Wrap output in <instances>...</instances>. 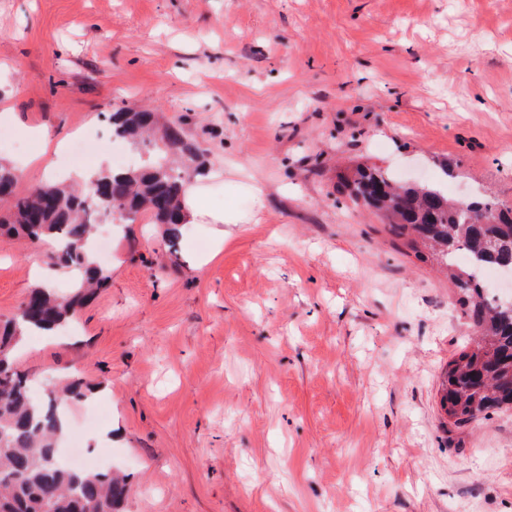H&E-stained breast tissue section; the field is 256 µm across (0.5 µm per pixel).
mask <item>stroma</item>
Returning a JSON list of instances; mask_svg holds the SVG:
<instances>
[{
  "mask_svg": "<svg viewBox=\"0 0 512 512\" xmlns=\"http://www.w3.org/2000/svg\"><path fill=\"white\" fill-rule=\"evenodd\" d=\"M143 106L239 223L99 225L108 286L13 355L35 393L97 389L67 436L113 449L126 512H512V411L441 409L452 284L336 192L364 163L512 207V0H0V160L47 161L18 191L57 177L29 128L92 170L136 155L108 116ZM53 247L0 241V324ZM164 145L171 151H178L193 161L197 157L199 148L188 141L181 127L178 125L169 126L162 136Z\"/></svg>",
  "mask_w": 512,
  "mask_h": 512,
  "instance_id": "1",
  "label": "stroma"
}]
</instances>
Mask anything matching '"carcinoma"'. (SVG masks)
Segmentation results:
<instances>
[{"label": "carcinoma", "instance_id": "1", "mask_svg": "<svg viewBox=\"0 0 512 512\" xmlns=\"http://www.w3.org/2000/svg\"><path fill=\"white\" fill-rule=\"evenodd\" d=\"M109 121L115 137L137 143L147 139L156 117L119 110ZM162 141L191 160L198 155L177 125L165 130ZM17 183L13 168L0 162V194L10 198L9 211L0 216V235H22L33 244L55 240L52 263L79 271L83 288L68 298L35 288L0 328V512H121L129 495L125 478L48 462L57 451L63 409L85 398L89 387L69 378L37 401L28 375L13 367V351L20 330L66 326L84 301L106 286L107 271L88 253L98 213L148 212L166 225L170 243L180 239L185 175L177 166L148 159L101 169L83 188L56 183L20 193ZM336 193L380 214L394 234L413 235L412 242L428 250L426 257L451 270L457 303L482 336L448 362L441 396L448 419L467 427L491 411L512 408V314L486 288V275L476 272L512 265V208L488 198L464 204L437 184L398 185L380 168L357 167L340 175Z\"/></svg>", "mask_w": 512, "mask_h": 512}]
</instances>
